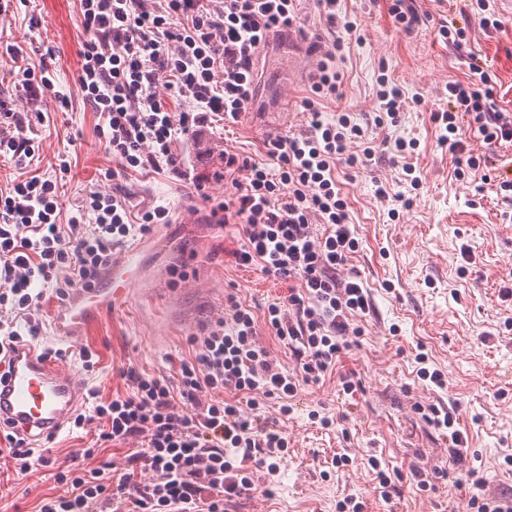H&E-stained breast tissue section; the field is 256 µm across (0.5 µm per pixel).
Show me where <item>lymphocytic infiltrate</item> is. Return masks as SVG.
Returning a JSON list of instances; mask_svg holds the SVG:
<instances>
[{"label":"lymphocytic infiltrate","instance_id":"1","mask_svg":"<svg viewBox=\"0 0 512 512\" xmlns=\"http://www.w3.org/2000/svg\"><path fill=\"white\" fill-rule=\"evenodd\" d=\"M78 2L84 34L78 86L97 115L98 135L123 174L167 168L183 176L190 164L175 144L199 143L214 123L236 122L246 111L256 92L255 56L271 35L293 28L300 0ZM343 47L337 41L321 54L312 95L303 101L304 129L264 142L258 161L224 152V174L234 187L224 222L242 241L235 263L287 284V295L260 315L228 296L223 317L176 377L131 367L122 373L126 394L106 401L89 391L92 410L74 426L99 420L98 443L136 438L140 446L119 475L107 464L58 469L56 481L71 491L42 499L38 512H224L226 503L255 491L258 471H278L288 439L264 415L267 400H277L280 415L290 414L299 382L317 383L333 372L351 337L361 334L354 320L370 307L362 281L342 274L359 241L336 166L354 145L362 147L364 167L377 150L362 145L364 131L349 114L331 116L320 106L339 87ZM0 55L23 94L19 102L0 95V160L17 172L0 188L1 345L20 340L17 324L30 321L44 290L63 300L74 288L94 287L114 246L147 234L168 209L159 205L137 216L123 193L90 190L62 212L68 154H58L56 175L30 169L40 157L36 124L45 118V94H54L61 112L71 97L57 90L46 61L33 60L22 45H2ZM468 69L466 81L449 83L447 109L432 112L440 144L466 157L455 170L460 178L481 164L467 154L469 140L512 144V114L499 107L490 73L476 57ZM263 326L295 357L299 373L271 358L259 341ZM455 482L468 494L469 512H512V495L486 498L473 470H458Z\"/></svg>","mask_w":512,"mask_h":512}]
</instances>
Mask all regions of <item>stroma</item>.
<instances>
[{"instance_id":"35a3bbf8","label":"stroma","mask_w":512,"mask_h":512,"mask_svg":"<svg viewBox=\"0 0 512 512\" xmlns=\"http://www.w3.org/2000/svg\"><path fill=\"white\" fill-rule=\"evenodd\" d=\"M418 21L401 33L388 15V0H341L340 10L356 23L360 42L346 50L341 85L326 112L350 113L375 144L403 137L416 139L409 159L383 157L364 168L339 163L350 222L360 241L345 271L360 277L370 308L357 318L363 330L346 350L331 376L300 385L293 411L279 417L288 436V455L278 473L260 475L258 490L237 500L231 512H337L338 501L364 502L363 512H462L465 498L451 479L437 477L454 469L453 451L444 433L428 425L417 405L444 407L467 439L462 467L475 470L489 495L512 492V201L497 194L494 183L502 165L512 162V145L487 148L471 142L482 160L487 183L456 180V157L438 143L432 109L447 107L448 84L465 79L470 55L486 61L497 77V101L512 113V13H501L502 27L485 31L461 0H412ZM468 27L462 48L448 44L442 26ZM338 34L320 15L315 0H301L299 30L274 40L256 55L257 97L238 122L210 136L209 154L195 163V177L150 170L114 180L107 171L118 163L95 130L97 118L77 86L84 39L75 0H14L0 19V41L34 49L53 47L51 66L60 90L72 106L55 110L53 97L44 108L55 115L42 127L37 162L47 173L59 152H68L71 172L60 198L70 210L86 190L116 189L128 195L134 210L166 206L169 221L155 225L138 245L145 267L143 284L117 310L99 315L79 332L77 342L57 340L55 294L45 293L35 319L40 348L58 350L64 371L82 377L102 399L126 394L122 369L172 376L194 354L195 339L223 316L227 294H237L254 311L286 295L285 285L254 269L236 267L233 253L241 241L225 227L222 205L233 191L224 177L223 151L261 158L265 139L287 136L305 126L302 106L318 60L313 48ZM402 90L407 106L398 125L376 127V91L380 75ZM412 163L422 183L411 187L403 170ZM386 188L387 197L377 195ZM97 355L86 371L83 350ZM429 368L443 373L438 389L417 376V353ZM355 385L343 394L342 376ZM332 417V427L312 420V412ZM94 432L65 430L53 443L50 466L26 474L0 459V512H37L41 500L66 494L57 483L58 467L71 464ZM348 456L337 468L333 458ZM403 474L390 500L377 490L369 458ZM424 470L434 489L413 478Z\"/></svg>"}]
</instances>
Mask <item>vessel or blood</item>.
<instances>
[{
	"label": "vessel or blood",
	"mask_w": 512,
	"mask_h": 512,
	"mask_svg": "<svg viewBox=\"0 0 512 512\" xmlns=\"http://www.w3.org/2000/svg\"><path fill=\"white\" fill-rule=\"evenodd\" d=\"M142 275L138 245L113 249L99 286L76 289L61 303L56 314L59 336L73 340V328L90 322L99 309L123 302ZM85 389L81 377L64 372L36 346L17 345L0 359V431H12L31 447H44L81 410Z\"/></svg>",
	"instance_id": "b4317fda"
}]
</instances>
